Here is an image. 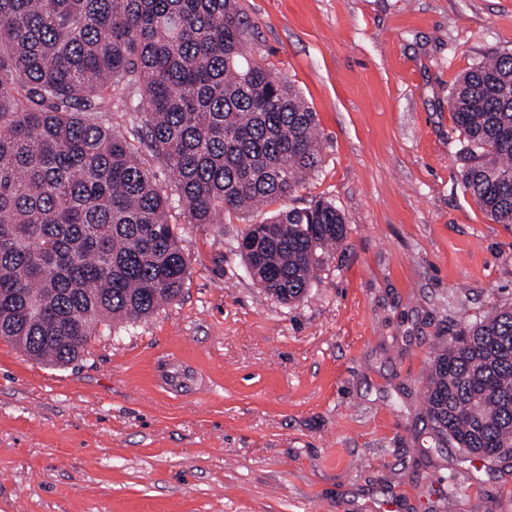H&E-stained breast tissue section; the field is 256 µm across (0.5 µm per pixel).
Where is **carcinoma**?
<instances>
[{
	"instance_id": "cac0c4a2",
	"label": "carcinoma",
	"mask_w": 512,
	"mask_h": 512,
	"mask_svg": "<svg viewBox=\"0 0 512 512\" xmlns=\"http://www.w3.org/2000/svg\"><path fill=\"white\" fill-rule=\"evenodd\" d=\"M236 0H0V338L46 364L88 351L180 295L192 224L290 195L321 162L316 114L244 47ZM462 181L512 224V52L467 72L450 100ZM147 114L134 145L113 109ZM144 149L174 196L138 163ZM330 202L252 224L235 249L283 304L345 239ZM425 414L440 443L512 459V309L468 325L431 364Z\"/></svg>"
}]
</instances>
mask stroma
I'll return each mask as SVG.
<instances>
[{"mask_svg": "<svg viewBox=\"0 0 512 512\" xmlns=\"http://www.w3.org/2000/svg\"><path fill=\"white\" fill-rule=\"evenodd\" d=\"M239 7L247 53L315 112L322 162L216 224L172 209L180 296L78 361L0 340V512H506L512 461L437 447L423 407L438 344L512 307V224L466 192L449 105L512 51V0ZM318 200L347 236L279 303L232 243Z\"/></svg>", "mask_w": 512, "mask_h": 512, "instance_id": "1", "label": "stroma"}]
</instances>
